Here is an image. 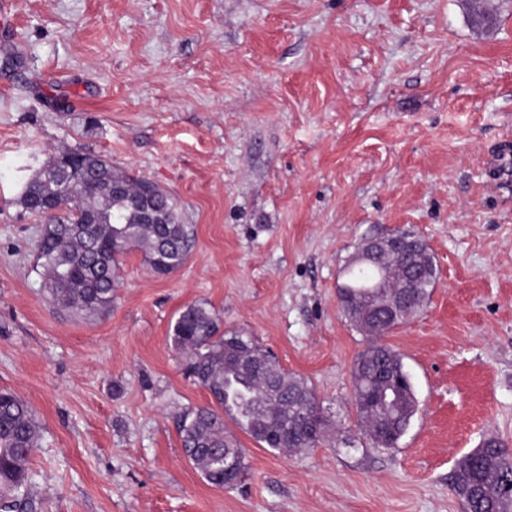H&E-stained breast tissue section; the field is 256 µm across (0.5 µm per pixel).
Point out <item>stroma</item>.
<instances>
[{
  "label": "stroma",
  "mask_w": 512,
  "mask_h": 512,
  "mask_svg": "<svg viewBox=\"0 0 512 512\" xmlns=\"http://www.w3.org/2000/svg\"><path fill=\"white\" fill-rule=\"evenodd\" d=\"M15 0L0 18V389L39 447L18 512H465L458 460L512 448V0ZM77 150L177 200L195 244L160 277L127 254L110 312L50 303L42 219L18 202ZM424 238L438 278L387 333L419 411L397 448L357 426L366 338L337 297L360 238ZM205 302L304 378L329 439L247 434L234 489L187 460L177 422L206 405L169 344Z\"/></svg>",
  "instance_id": "stroma-1"
}]
</instances>
